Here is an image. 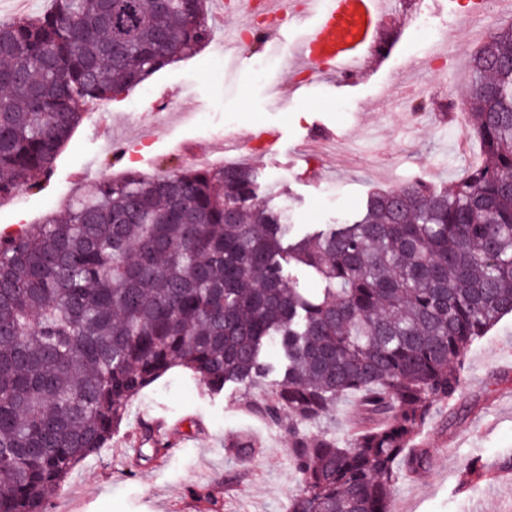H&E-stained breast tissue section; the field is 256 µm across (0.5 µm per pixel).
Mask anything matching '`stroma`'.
<instances>
[{"instance_id": "obj_1", "label": "stroma", "mask_w": 512, "mask_h": 512, "mask_svg": "<svg viewBox=\"0 0 512 512\" xmlns=\"http://www.w3.org/2000/svg\"><path fill=\"white\" fill-rule=\"evenodd\" d=\"M395 0L391 30L399 40L383 59H371V74L344 87L314 81L303 96L287 103L271 99L268 81L289 85L298 64L291 45L270 70L269 80L253 74L263 53L243 45L233 71L224 69V31L237 18L210 6L213 36L193 55L158 71L111 103L85 109L82 123L62 148L50 180L0 200V228L9 231L41 223L44 216L66 219L73 198L93 192L105 180L122 177L133 141L146 148L136 168L152 176L190 162V153L227 155L233 140L250 141L240 160L256 165L260 179L274 182L299 228L330 224L351 213L373 190L388 189L414 177L444 187L468 164L480 163L477 140L461 136L456 124L441 119L433 99L453 92L465 111L470 54L455 55L457 45L480 48V36L512 23V11L493 0H419L447 42L437 48L449 59L444 72L423 90L404 80L403 59H419L424 48L413 36L404 9ZM183 101V109L159 103L161 92ZM274 127L280 141H255L259 129ZM335 130L332 149L322 148L323 129ZM266 385L225 388L212 396L180 371L169 372L143 391L110 447L81 463L55 495L51 512H203L192 490L206 488L219 501L217 512H288L302 484L290 455L287 427L274 426L246 411L243 399L261 400ZM172 426L163 463L129 473L123 450L140 424L155 413ZM231 434H249L255 452L226 449ZM421 439L430 466L400 482L393 512H512V480L495 479L465 494L455 490L459 473L472 457L495 470L512 451V315L502 319L467 354L459 398L453 408L436 409Z\"/></svg>"}]
</instances>
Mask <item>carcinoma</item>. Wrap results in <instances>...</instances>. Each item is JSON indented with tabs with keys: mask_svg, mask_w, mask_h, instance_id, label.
I'll list each match as a JSON object with an SVG mask.
<instances>
[{
	"mask_svg": "<svg viewBox=\"0 0 512 512\" xmlns=\"http://www.w3.org/2000/svg\"><path fill=\"white\" fill-rule=\"evenodd\" d=\"M208 0H52L0 22V198L48 178L88 103L117 99L212 36ZM470 133L486 155L452 186L375 191L291 241L282 191L239 162L100 183L0 237V512H49L109 447L132 402L179 368L218 395L281 378L252 406L286 425L304 490L289 512H392L412 447L461 387L470 348L512 315V25L470 64ZM296 267L324 287L308 294ZM358 396L378 423L302 429ZM139 459L167 444L141 431ZM480 458L460 488L488 480Z\"/></svg>",
	"mask_w": 512,
	"mask_h": 512,
	"instance_id": "carcinoma-1",
	"label": "carcinoma"
}]
</instances>
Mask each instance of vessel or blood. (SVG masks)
I'll use <instances>...</instances> for the list:
<instances>
[{
	"label": "vessel or blood",
	"mask_w": 512,
	"mask_h": 512,
	"mask_svg": "<svg viewBox=\"0 0 512 512\" xmlns=\"http://www.w3.org/2000/svg\"><path fill=\"white\" fill-rule=\"evenodd\" d=\"M389 20L383 0H308L296 24L302 35L294 53L304 63L327 60L342 68V83H359L367 56Z\"/></svg>",
	"instance_id": "b4317fda"
}]
</instances>
